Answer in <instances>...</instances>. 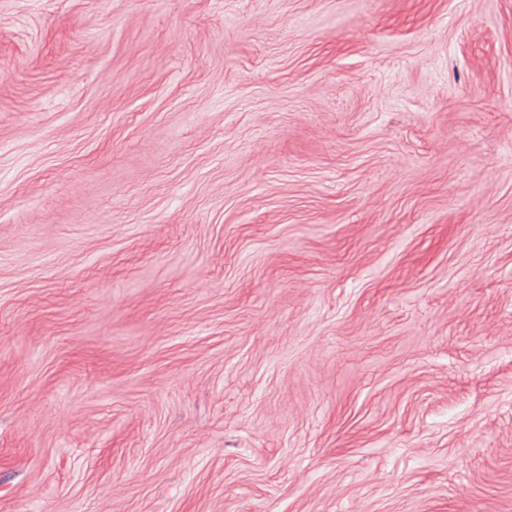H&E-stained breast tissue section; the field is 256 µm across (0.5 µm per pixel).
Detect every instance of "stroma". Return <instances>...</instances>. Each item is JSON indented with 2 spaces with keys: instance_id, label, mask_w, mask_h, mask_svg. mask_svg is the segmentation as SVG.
Returning a JSON list of instances; mask_svg holds the SVG:
<instances>
[{
  "instance_id": "obj_1",
  "label": "stroma",
  "mask_w": 512,
  "mask_h": 512,
  "mask_svg": "<svg viewBox=\"0 0 512 512\" xmlns=\"http://www.w3.org/2000/svg\"><path fill=\"white\" fill-rule=\"evenodd\" d=\"M0 512H512V0H0Z\"/></svg>"
}]
</instances>
